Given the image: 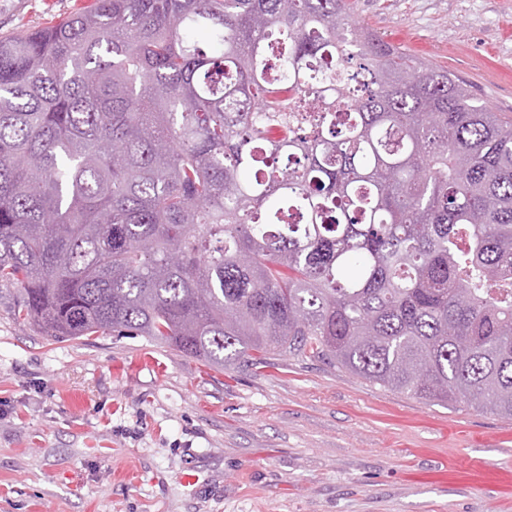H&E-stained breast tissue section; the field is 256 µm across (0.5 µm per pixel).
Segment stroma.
<instances>
[{"instance_id":"35a3bbf8","label":"stroma","mask_w":512,"mask_h":512,"mask_svg":"<svg viewBox=\"0 0 512 512\" xmlns=\"http://www.w3.org/2000/svg\"><path fill=\"white\" fill-rule=\"evenodd\" d=\"M351 4L512 116V0ZM82 8L0 0V37ZM16 296L0 286V512H512V417L275 351L251 370L143 336L57 340Z\"/></svg>"}]
</instances>
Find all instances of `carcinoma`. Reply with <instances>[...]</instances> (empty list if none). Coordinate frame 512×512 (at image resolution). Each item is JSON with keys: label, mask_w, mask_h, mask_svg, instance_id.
I'll use <instances>...</instances> for the list:
<instances>
[{"label": "carcinoma", "mask_w": 512, "mask_h": 512, "mask_svg": "<svg viewBox=\"0 0 512 512\" xmlns=\"http://www.w3.org/2000/svg\"><path fill=\"white\" fill-rule=\"evenodd\" d=\"M0 285L512 417V118L349 0H96L0 38Z\"/></svg>", "instance_id": "obj_1"}]
</instances>
